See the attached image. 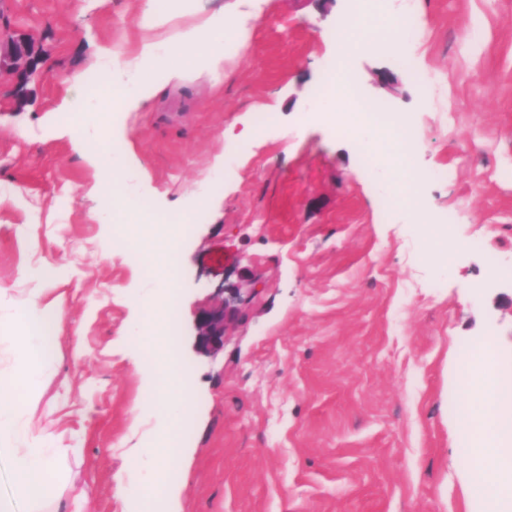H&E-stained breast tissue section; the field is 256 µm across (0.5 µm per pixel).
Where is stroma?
Wrapping results in <instances>:
<instances>
[{
  "instance_id": "35a3bbf8",
  "label": "stroma",
  "mask_w": 512,
  "mask_h": 512,
  "mask_svg": "<svg viewBox=\"0 0 512 512\" xmlns=\"http://www.w3.org/2000/svg\"><path fill=\"white\" fill-rule=\"evenodd\" d=\"M352 2L267 0L223 84L187 61L127 115L131 157L103 193L56 134L57 107L97 46L135 50L143 0H0V40L27 39L41 59L25 86L0 74V323L29 301V273L69 271L42 297L61 321L32 418L56 445L81 441L53 512H131L154 474L126 462L164 422L136 329L142 300L163 293L130 243L144 201L187 226L175 351L195 401L178 512H481L461 484L444 366L493 339L494 445L512 453V277H484L487 253L512 259V0H420L415 36L350 57L363 98L409 123L408 166L431 174L418 208L391 212L379 196L398 185L365 172L357 133L315 110ZM260 112L263 132L226 137ZM421 210L450 225V257L420 252ZM244 276V321L202 352L200 311Z\"/></svg>"
}]
</instances>
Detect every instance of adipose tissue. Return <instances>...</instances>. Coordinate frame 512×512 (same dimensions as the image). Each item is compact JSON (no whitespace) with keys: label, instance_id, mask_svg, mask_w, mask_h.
Masks as SVG:
<instances>
[{"label":"adipose tissue","instance_id":"obj_1","mask_svg":"<svg viewBox=\"0 0 512 512\" xmlns=\"http://www.w3.org/2000/svg\"><path fill=\"white\" fill-rule=\"evenodd\" d=\"M263 2L226 0L219 11L206 13L200 7V0H145L142 36L136 50L126 57L107 46L100 50L101 58L121 61L124 69L134 76L131 90L121 89L115 95L114 111L125 114L142 111L161 88L182 80L183 74L175 68L172 58L183 52L193 53L202 70L215 81H223L225 62L249 47L252 23L262 14ZM184 16L194 17L193 27L185 30L177 27V19ZM384 40L377 25L353 18L348 28L336 32V60L344 62L359 46ZM58 132L69 139L73 152L98 173L104 191H111L115 183L112 157L129 152L127 126L109 123L106 143L101 149L89 147L87 139L72 124L61 123ZM53 360V347L39 345L36 355L14 371L10 384L0 383V459L8 461L15 489L14 496H0V512H17L16 501L20 498L31 506L41 505L59 481L60 462L80 451L76 445L49 447L45 437L29 427L30 414L40 402L41 384L51 374ZM446 386L461 398L455 428L469 442L461 475L464 487L480 482L487 472H495L496 478L488 488L489 505L512 504V455L498 453L479 433L480 428L498 426L496 399L488 385L465 375L456 363L451 364L446 374ZM144 388L152 406L169 417L167 434L150 450L151 459L165 472L179 463L182 456L174 439L188 410L192 388L183 372L170 364L147 376ZM19 438L27 439V447H14V440Z\"/></svg>","mask_w":512,"mask_h":512}]
</instances>
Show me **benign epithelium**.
<instances>
[{"label":"benign epithelium","instance_id":"7a95c632","mask_svg":"<svg viewBox=\"0 0 512 512\" xmlns=\"http://www.w3.org/2000/svg\"><path fill=\"white\" fill-rule=\"evenodd\" d=\"M38 64L33 55L32 45L28 41L13 40L0 45V70L8 69L16 74L20 83H25L24 72ZM250 280L243 278L231 287L216 288L220 301L205 310L199 318L198 336L201 346L208 352H217L224 348V336L229 325L241 319L244 294L250 291Z\"/></svg>","mask_w":512,"mask_h":512}]
</instances>
